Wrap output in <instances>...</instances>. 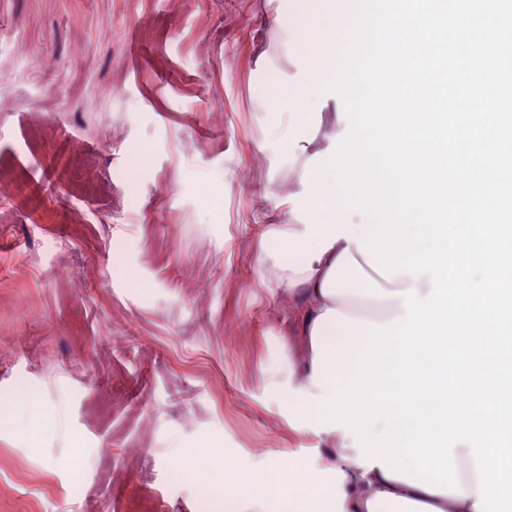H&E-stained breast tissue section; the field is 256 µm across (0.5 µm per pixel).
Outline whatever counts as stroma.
Listing matches in <instances>:
<instances>
[{
    "label": "stroma",
    "instance_id": "35a3bbf8",
    "mask_svg": "<svg viewBox=\"0 0 512 512\" xmlns=\"http://www.w3.org/2000/svg\"><path fill=\"white\" fill-rule=\"evenodd\" d=\"M285 0H0V512H225L235 469L319 473L297 304L257 252L289 163L259 80ZM109 36H102V27Z\"/></svg>",
    "mask_w": 512,
    "mask_h": 512
}]
</instances>
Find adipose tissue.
<instances>
[{
  "label": "adipose tissue",
  "mask_w": 512,
  "mask_h": 512,
  "mask_svg": "<svg viewBox=\"0 0 512 512\" xmlns=\"http://www.w3.org/2000/svg\"><path fill=\"white\" fill-rule=\"evenodd\" d=\"M288 15V52L297 72L288 81L271 79L263 100L272 123L287 121L285 146L296 153L313 144L323 123L314 106L331 87L337 64L343 63V38L352 31L360 0H299ZM327 148L315 151L289 174L297 191L288 193V219L273 229L276 249L261 246L257 261L268 270L263 285L270 293L286 291L301 299L297 333L308 353L306 372L294 390L295 428H314L331 395V378L356 370V355L367 341L370 323L391 321L404 309L400 291L431 289L428 275L412 279L396 274L383 280L371 268L376 257L362 250L368 227L352 223L344 208L345 194L328 171ZM383 295H372L373 285ZM320 428V427H317ZM333 449L321 479H312L305 465L287 466L247 475L225 461L201 452L189 468L217 469L225 486L235 488L240 503L263 500L271 512H477V477L467 445L454 454L462 495L431 493L384 475L379 461H365L354 432L320 428Z\"/></svg>",
  "instance_id": "obj_1"
}]
</instances>
